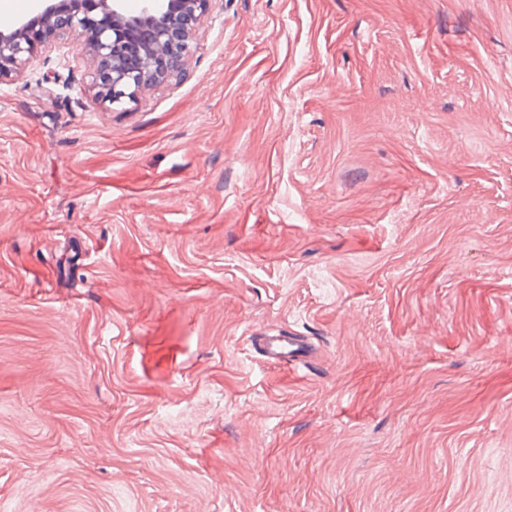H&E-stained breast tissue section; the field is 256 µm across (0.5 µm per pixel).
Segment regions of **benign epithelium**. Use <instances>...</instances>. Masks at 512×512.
Segmentation results:
<instances>
[{"label":"benign epithelium","instance_id":"obj_1","mask_svg":"<svg viewBox=\"0 0 512 512\" xmlns=\"http://www.w3.org/2000/svg\"><path fill=\"white\" fill-rule=\"evenodd\" d=\"M208 2L143 0L140 11L129 14L124 0H94L100 17L91 22L84 8L87 0H41L36 20L0 31V78L20 76V66L51 41L86 43L93 62L90 87L105 102L121 107L153 84L186 75Z\"/></svg>","mask_w":512,"mask_h":512}]
</instances>
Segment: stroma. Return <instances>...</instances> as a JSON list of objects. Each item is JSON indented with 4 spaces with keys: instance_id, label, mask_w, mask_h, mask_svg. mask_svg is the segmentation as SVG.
<instances>
[{
    "instance_id": "stroma-1",
    "label": "stroma",
    "mask_w": 512,
    "mask_h": 512,
    "mask_svg": "<svg viewBox=\"0 0 512 512\" xmlns=\"http://www.w3.org/2000/svg\"><path fill=\"white\" fill-rule=\"evenodd\" d=\"M198 44L120 109L76 47L0 80V512H512V0ZM249 341L255 346L268 362L274 365H295L299 359L309 353V345L297 336H281L260 334L249 336ZM293 362V363H289Z\"/></svg>"
}]
</instances>
